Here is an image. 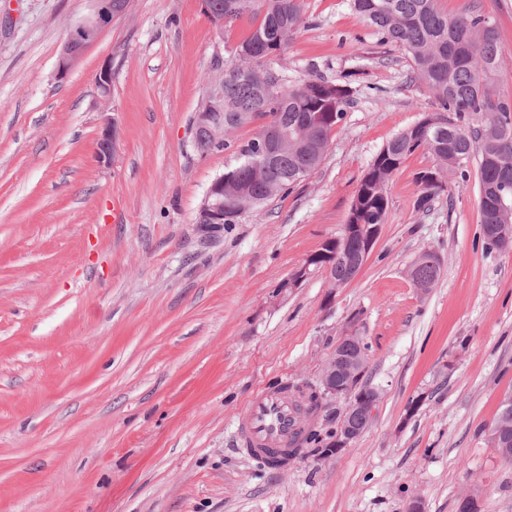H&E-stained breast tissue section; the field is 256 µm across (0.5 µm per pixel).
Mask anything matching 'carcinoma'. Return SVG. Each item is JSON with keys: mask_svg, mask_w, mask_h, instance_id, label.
<instances>
[{"mask_svg": "<svg viewBox=\"0 0 512 512\" xmlns=\"http://www.w3.org/2000/svg\"><path fill=\"white\" fill-rule=\"evenodd\" d=\"M207 17L231 25L246 20L253 26L237 46V62L224 70V145L199 141L201 156L231 147L229 135L254 118L288 134V146L273 159L258 160L255 140L236 151L235 164L224 171V223L238 224L246 206L258 207L286 193L322 163L334 129L347 114L352 91L320 78L290 85L264 60L284 51L305 24L301 0H210ZM359 18L383 43L401 47L411 61L413 78L433 93L439 122L420 120L392 137L377 153L363 176L353 211L363 224H383L387 218L386 183L417 150L428 152L434 166L417 176L420 194L415 208L424 210L446 190L447 177L465 179L471 161L477 164L479 211L485 249L511 252L512 236L495 237L494 224H512V100L492 87L500 76L499 35L495 20L474 3L462 13L440 11L437 0H351ZM360 250L356 237L342 235L313 267L329 265L330 275L343 284L353 278L351 260ZM441 266L420 255L410 274L428 288L441 275ZM364 342L339 345L336 381L345 379L349 360L367 358ZM375 395L364 390L351 396V409L342 422L359 431L367 427ZM491 445L512 460V409L500 405L489 430Z\"/></svg>", "mask_w": 512, "mask_h": 512, "instance_id": "carcinoma-1", "label": "carcinoma"}]
</instances>
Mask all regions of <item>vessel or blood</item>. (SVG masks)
Listing matches in <instances>:
<instances>
[{"mask_svg":"<svg viewBox=\"0 0 512 512\" xmlns=\"http://www.w3.org/2000/svg\"><path fill=\"white\" fill-rule=\"evenodd\" d=\"M296 419L295 404L287 394L266 389L250 401L240 419L239 445L268 467L285 465V449L302 445Z\"/></svg>","mask_w":512,"mask_h":512,"instance_id":"1","label":"vessel or blood"}]
</instances>
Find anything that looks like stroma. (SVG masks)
<instances>
[{
  "label": "stroma",
  "mask_w": 512,
  "mask_h": 512,
  "mask_svg": "<svg viewBox=\"0 0 512 512\" xmlns=\"http://www.w3.org/2000/svg\"><path fill=\"white\" fill-rule=\"evenodd\" d=\"M512 99V0H480ZM88 0H0V512H512V462L488 441L512 394V252L486 253L476 177L416 210L425 151L389 180L387 221L360 272L279 284L340 236L380 149L439 107L408 55L349 0H302L305 26L266 64L297 83L346 80L353 103L320 167L238 224H202L212 181L258 128L198 155L192 123L216 60L248 22L202 0H129L79 60L62 48ZM112 66L109 97L95 78ZM110 163L97 159L106 119ZM432 251L438 282L414 284ZM368 345L380 398L366 429L320 459L316 438L270 470L238 419L281 381L317 385L337 340ZM430 260V254L428 252L423 253L413 263L410 270L413 282L423 288L433 285L441 275V265H433Z\"/></svg>",
  "instance_id": "stroma-1"
}]
</instances>
